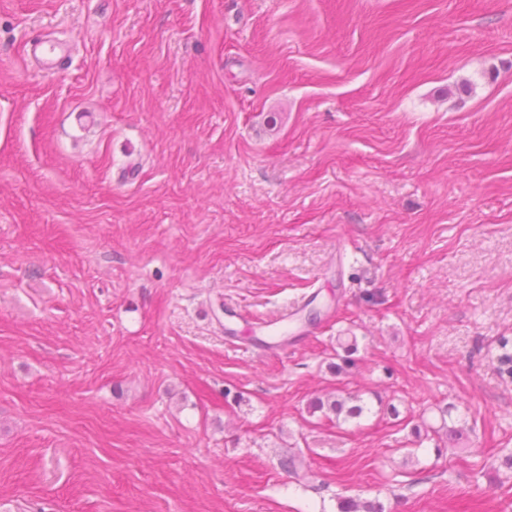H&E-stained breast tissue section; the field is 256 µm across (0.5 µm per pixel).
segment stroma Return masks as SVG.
I'll list each match as a JSON object with an SVG mask.
<instances>
[{
    "mask_svg": "<svg viewBox=\"0 0 512 512\" xmlns=\"http://www.w3.org/2000/svg\"><path fill=\"white\" fill-rule=\"evenodd\" d=\"M502 336L512 0H0V512H512Z\"/></svg>",
    "mask_w": 512,
    "mask_h": 512,
    "instance_id": "obj_1",
    "label": "stroma"
}]
</instances>
